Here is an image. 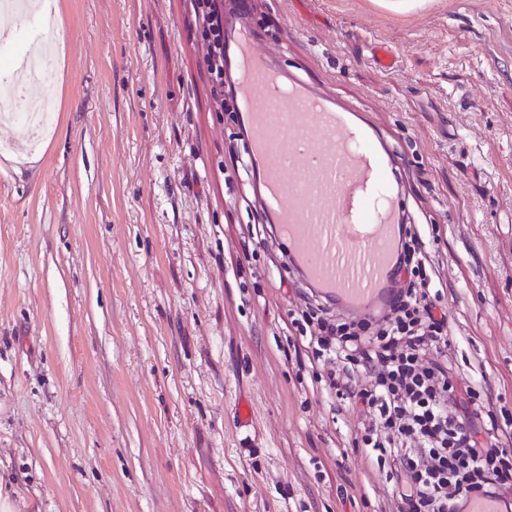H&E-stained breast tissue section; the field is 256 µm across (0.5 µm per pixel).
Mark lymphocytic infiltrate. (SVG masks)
Masks as SVG:
<instances>
[{
	"mask_svg": "<svg viewBox=\"0 0 512 512\" xmlns=\"http://www.w3.org/2000/svg\"><path fill=\"white\" fill-rule=\"evenodd\" d=\"M207 57L224 53V8L192 0ZM417 235L404 231L395 289L374 320L340 322L326 307L305 313L315 356L327 367L325 389L365 418V443L391 460L394 512H461L466 498H512V448L465 400L443 355L448 318L436 302Z\"/></svg>",
	"mask_w": 512,
	"mask_h": 512,
	"instance_id": "f902f5d3",
	"label": "lymphocytic infiltrate"
}]
</instances>
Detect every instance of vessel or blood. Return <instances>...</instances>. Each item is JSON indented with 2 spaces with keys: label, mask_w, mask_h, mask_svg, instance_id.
<instances>
[{
  "label": "vessel or blood",
  "mask_w": 512,
  "mask_h": 512,
  "mask_svg": "<svg viewBox=\"0 0 512 512\" xmlns=\"http://www.w3.org/2000/svg\"><path fill=\"white\" fill-rule=\"evenodd\" d=\"M241 122L276 233L323 299L369 316L391 296L400 217L389 161L350 113L282 80L248 28L235 49ZM465 512H512V501L468 498Z\"/></svg>",
  "instance_id": "1"
}]
</instances>
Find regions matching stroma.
<instances>
[{
  "mask_svg": "<svg viewBox=\"0 0 512 512\" xmlns=\"http://www.w3.org/2000/svg\"><path fill=\"white\" fill-rule=\"evenodd\" d=\"M251 2L277 70L394 159L448 363L512 425V0ZM55 5L40 148L0 124V494L12 512H389L388 469L291 324L304 282L190 0Z\"/></svg>",
  "mask_w": 512,
  "mask_h": 512,
  "instance_id": "1",
  "label": "stroma"
}]
</instances>
